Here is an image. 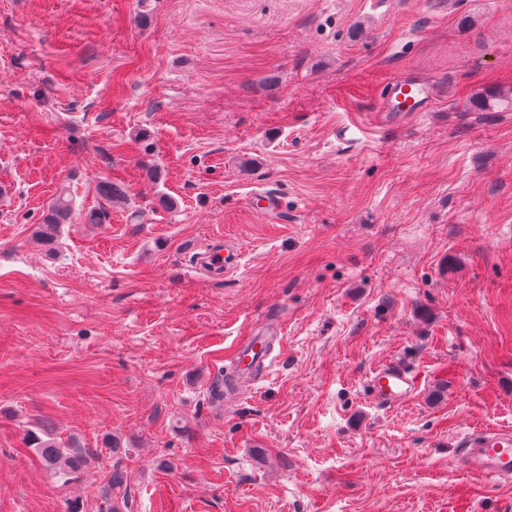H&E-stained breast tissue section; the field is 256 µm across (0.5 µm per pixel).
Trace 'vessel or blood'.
Instances as JSON below:
<instances>
[{"label":"vessel or blood","mask_w":512,"mask_h":512,"mask_svg":"<svg viewBox=\"0 0 512 512\" xmlns=\"http://www.w3.org/2000/svg\"><path fill=\"white\" fill-rule=\"evenodd\" d=\"M433 97L430 84L407 77L390 78L384 87L382 111L425 112ZM202 260L213 270H233L237 267L236 251L219 249L203 254ZM273 351L267 341L259 345L241 347L235 356L234 378H248L264 368ZM373 393L382 403L393 404L409 396L415 381L400 360H391L379 366L371 378ZM457 458L472 473L496 479H512V431L500 429L494 432L470 433L462 442Z\"/></svg>","instance_id":"b4317fda"}]
</instances>
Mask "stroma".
Returning <instances> with one entry per match:
<instances>
[{
  "mask_svg": "<svg viewBox=\"0 0 512 512\" xmlns=\"http://www.w3.org/2000/svg\"><path fill=\"white\" fill-rule=\"evenodd\" d=\"M395 75L429 111L377 116ZM276 319L269 373L216 410ZM392 358L415 389L385 406ZM42 419L92 454L70 479L23 440ZM503 428L512 0H0V512H512L456 459ZM72 212L71 200L65 193H60L43 219L38 235L47 242L54 241L60 233L61 224H66ZM202 261L209 265L214 271L224 269V272L233 270L237 267L239 261L238 250L216 249L203 254ZM373 394L385 404H393L409 396L415 381L403 363L396 359L379 366L371 377Z\"/></svg>",
  "mask_w": 512,
  "mask_h": 512,
  "instance_id": "stroma-1",
  "label": "stroma"
}]
</instances>
